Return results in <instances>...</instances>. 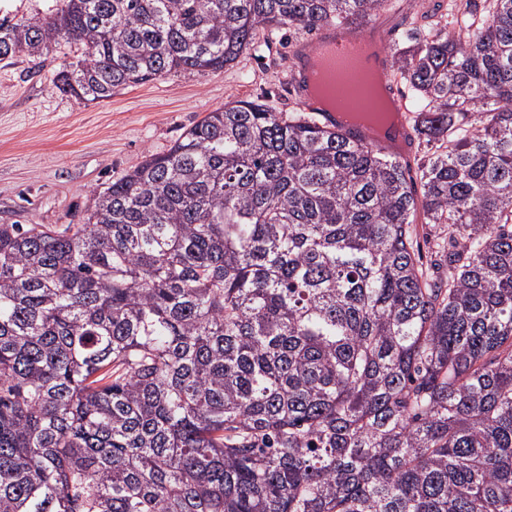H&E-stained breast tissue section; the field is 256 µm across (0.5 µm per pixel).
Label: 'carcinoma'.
<instances>
[{"mask_svg": "<svg viewBox=\"0 0 512 512\" xmlns=\"http://www.w3.org/2000/svg\"><path fill=\"white\" fill-rule=\"evenodd\" d=\"M483 2L392 63L420 199L384 149L235 101L85 223L0 224V512H512V0ZM387 3L63 0L0 18V62L65 41L56 87L104 101ZM413 127V122H410ZM407 126L410 131V136L412 139L411 146H407L406 148L400 152V160L407 161L411 167L410 175L416 178V174H418V167L425 163L431 153L435 150L432 143H428L425 138L419 136L415 131H413L412 127ZM434 226L436 224H424L422 213L417 215L415 224H412V238L422 256L424 268L427 266L430 252L437 238L436 235L439 232Z\"/></svg>", "mask_w": 512, "mask_h": 512, "instance_id": "cac0c4a2", "label": "carcinoma"}]
</instances>
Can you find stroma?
Instances as JSON below:
<instances>
[{
  "mask_svg": "<svg viewBox=\"0 0 512 512\" xmlns=\"http://www.w3.org/2000/svg\"><path fill=\"white\" fill-rule=\"evenodd\" d=\"M446 0H390L365 26L389 53L403 46L400 23L420 14L433 29ZM318 31L287 27L260 33L255 47L224 72L170 74L82 103L61 93L56 71L75 61L62 42L36 57L0 63V224L84 223L94 192L119 180L149 154H162L208 112L261 100L280 112L304 108L291 81L301 50Z\"/></svg>",
  "mask_w": 512,
  "mask_h": 512,
  "instance_id": "stroma-1",
  "label": "stroma"
}]
</instances>
